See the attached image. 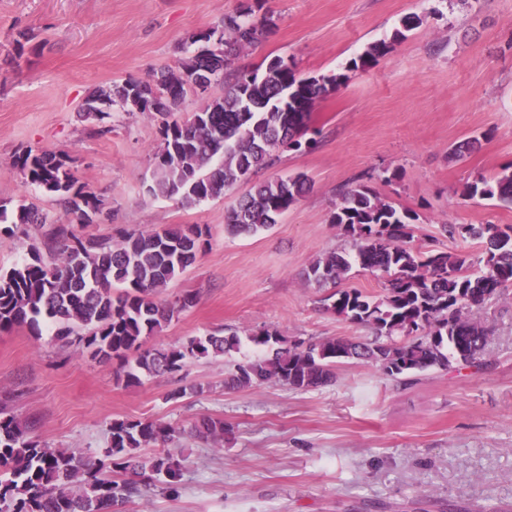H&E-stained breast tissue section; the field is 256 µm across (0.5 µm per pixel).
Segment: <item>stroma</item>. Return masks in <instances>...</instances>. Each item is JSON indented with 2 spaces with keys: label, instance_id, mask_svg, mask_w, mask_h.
Instances as JSON below:
<instances>
[{
  "label": "stroma",
  "instance_id": "obj_1",
  "mask_svg": "<svg viewBox=\"0 0 512 512\" xmlns=\"http://www.w3.org/2000/svg\"><path fill=\"white\" fill-rule=\"evenodd\" d=\"M242 0H0V199L35 203L50 221L0 237V269L45 245L52 224L69 216L53 197L25 183L15 153L67 155L80 183L103 199L108 221L82 232L119 239L131 232L197 225L206 242L196 262L173 279L163 299L197 302L147 340L177 345L209 333L267 327L285 336L365 339L370 328L325 311L327 288L303 273L319 255L349 251L328 216L348 187L366 185L416 212L407 247L483 256V240L449 235L444 225H512V206L465 200L462 187L512 163V0H268L276 28L242 53L239 67L292 62L297 76L327 73L368 44L390 39L403 18L426 16L391 51L319 100L311 148L277 150L256 180L298 172L311 191L270 229L225 233L227 212L247 189L192 208L147 193L162 119L112 108L98 122L81 105L97 87L148 81L191 56V34L217 24ZM24 42L16 55V42ZM478 135L464 159L451 148ZM472 315L489 330L483 368L459 363L405 380L352 360L335 384L298 392L269 382L224 387L223 357L183 370L117 384L116 363L55 342L42 321L0 331V399L54 448L96 456L115 417L160 420L183 428L219 417L232 432L222 446L188 436L171 443L186 459L179 498L128 503L126 512H512V287ZM189 383L198 397L167 400Z\"/></svg>",
  "mask_w": 512,
  "mask_h": 512
}]
</instances>
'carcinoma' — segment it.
Wrapping results in <instances>:
<instances>
[{"label":"carcinoma","mask_w":512,"mask_h":512,"mask_svg":"<svg viewBox=\"0 0 512 512\" xmlns=\"http://www.w3.org/2000/svg\"><path fill=\"white\" fill-rule=\"evenodd\" d=\"M276 26L267 0H252L224 15L208 34H192L190 44L196 49L184 65L160 69L150 83L127 80L99 87L82 112L102 121L119 105L127 112L164 117L147 193L176 198L184 206L218 198L268 167L277 149L310 147L313 140L304 136L315 104L348 80L343 72L297 78L281 58L270 60L261 72L236 67L241 51L256 46ZM390 48L384 40L374 42L351 67L367 68ZM201 70L212 73L213 86L224 88L194 112L205 124L167 120L187 94L182 74ZM13 166L26 183L58 198L76 224L103 212V201L85 191L69 157L30 148L15 154ZM310 190L303 173L258 182L227 213L225 231L237 236L268 229ZM462 196L512 206V166L490 181L466 184ZM416 220V213L382 200L365 185L347 188L329 223L353 240L354 253L323 254L307 270V281L333 286L354 263L381 275L383 294L377 298L349 290L327 296V310L372 327L375 336L368 342L305 341L258 328L243 337L212 333L169 348L146 347L148 337L196 300L184 294L160 303L157 296L196 261L202 237L197 226L127 233L114 244L77 233L75 224L54 225L48 255L33 245L21 264L0 270V331L25 325L37 336L38 317L45 316L59 325L57 338L64 344L77 343L101 362H118L117 381L127 387L141 384L144 374L180 371L191 360L230 357L244 341L258 355L234 365L224 380L226 388L271 381L301 391L328 386L336 382V364L345 351L394 379L446 370L454 360L479 366L489 331L470 318V310L512 285V226L459 231L464 238L487 240L473 271L462 253L405 246ZM0 223L5 224L0 233L10 234L22 224H46L48 215L33 203L1 199ZM78 329L87 334L75 335ZM109 431L108 446L95 458L52 448L32 436L30 426L1 401L0 512H124L136 497H177L185 475L182 457L169 450L146 456L143 449L164 446L185 432L218 444L231 427L210 416L184 432L159 420L117 418Z\"/></svg>","instance_id":"carcinoma-1"}]
</instances>
